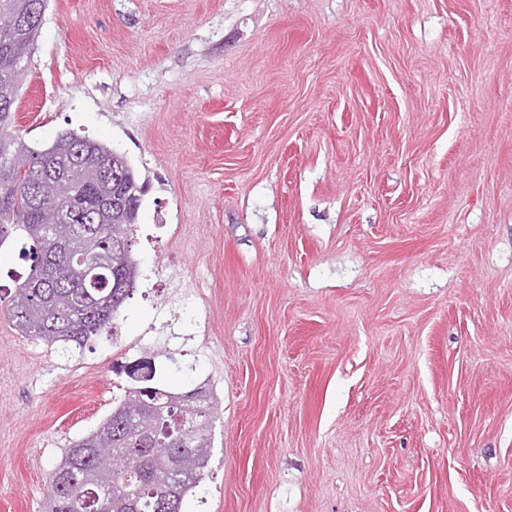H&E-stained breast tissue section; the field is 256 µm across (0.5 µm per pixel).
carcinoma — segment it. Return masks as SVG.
Returning a JSON list of instances; mask_svg holds the SVG:
<instances>
[{"instance_id": "obj_1", "label": "carcinoma", "mask_w": 512, "mask_h": 512, "mask_svg": "<svg viewBox=\"0 0 512 512\" xmlns=\"http://www.w3.org/2000/svg\"><path fill=\"white\" fill-rule=\"evenodd\" d=\"M35 0H0V84L20 86L35 49L38 29L13 24ZM14 106L0 107V247L20 245L26 277L17 281L7 314L21 336L50 346L78 349L116 328L120 308L137 288L139 262L131 241L138 213L112 206V193L143 196L146 185L128 159L75 132L59 134L46 148L29 146L12 133ZM28 154L32 167L15 170L14 154ZM71 211L72 223L62 247L56 224L44 222L47 207ZM94 245L101 264L84 279L48 278L53 261L77 264L86 244ZM156 371L133 377L124 398L97 428L71 443L50 473L47 512H182L185 497L204 479L211 459L210 439L197 449L180 440L181 425L200 417L215 418L213 393L202 388L174 392L151 384ZM147 403L139 422L127 407Z\"/></svg>"}]
</instances>
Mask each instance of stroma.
Wrapping results in <instances>:
<instances>
[{
    "mask_svg": "<svg viewBox=\"0 0 512 512\" xmlns=\"http://www.w3.org/2000/svg\"><path fill=\"white\" fill-rule=\"evenodd\" d=\"M16 109L147 190L88 348L17 334L0 246V512L141 341L218 400L185 512H512V0H48Z\"/></svg>",
    "mask_w": 512,
    "mask_h": 512,
    "instance_id": "1",
    "label": "stroma"
}]
</instances>
